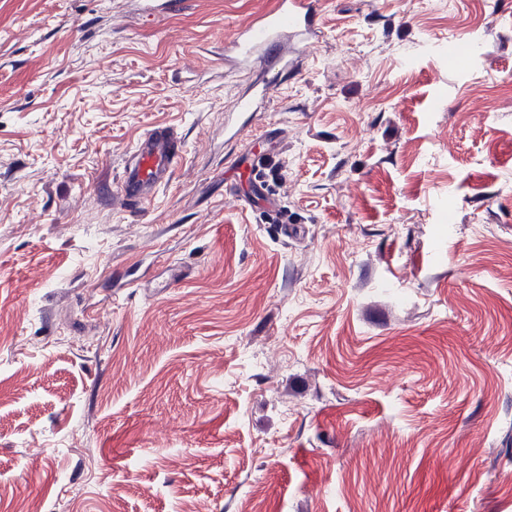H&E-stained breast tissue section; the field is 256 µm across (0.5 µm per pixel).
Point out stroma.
<instances>
[{
    "instance_id": "stroma-1",
    "label": "stroma",
    "mask_w": 512,
    "mask_h": 512,
    "mask_svg": "<svg viewBox=\"0 0 512 512\" xmlns=\"http://www.w3.org/2000/svg\"><path fill=\"white\" fill-rule=\"evenodd\" d=\"M271 5L0 0V512H512V0H325L228 141ZM180 152L181 141L174 128L152 127L135 144L116 194L129 202L151 201L157 188L169 182Z\"/></svg>"
}]
</instances>
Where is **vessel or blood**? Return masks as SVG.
<instances>
[{
	"label": "vessel or blood",
	"instance_id": "vessel-or-blood-1",
	"mask_svg": "<svg viewBox=\"0 0 512 512\" xmlns=\"http://www.w3.org/2000/svg\"><path fill=\"white\" fill-rule=\"evenodd\" d=\"M321 0H274L272 7L224 44L226 59L236 62L247 75V87L236 109L253 112L266 100L278 77L295 67L298 56L321 32ZM181 152V141L168 126H155L136 143L117 188L118 196L151 201L156 190L168 183Z\"/></svg>",
	"mask_w": 512,
	"mask_h": 512
}]
</instances>
